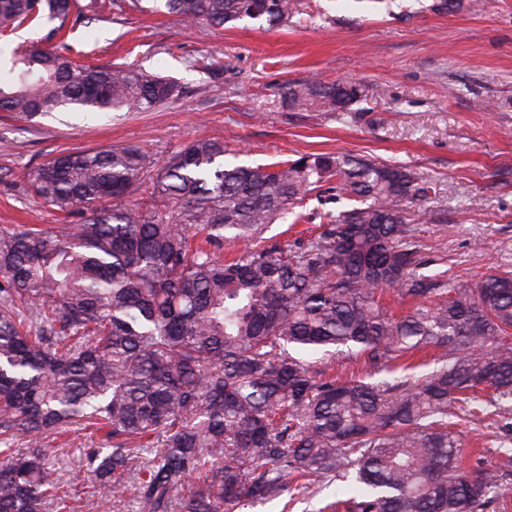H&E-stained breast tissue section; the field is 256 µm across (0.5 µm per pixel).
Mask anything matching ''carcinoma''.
Masks as SVG:
<instances>
[{
  "label": "carcinoma",
  "instance_id": "obj_1",
  "mask_svg": "<svg viewBox=\"0 0 512 512\" xmlns=\"http://www.w3.org/2000/svg\"><path fill=\"white\" fill-rule=\"evenodd\" d=\"M186 24H288L293 0H165ZM79 0H0V40ZM67 38L32 43L0 81V112H149L179 85L132 64H80ZM292 106L348 112L353 80L289 82ZM196 139L156 162L139 148L61 153L31 170L43 205L75 218L0 227V512H75L51 434L85 432L86 470L140 512H224L322 479L358 488L346 512H485L496 476L460 466L454 419L512 402V272L462 288L424 273L413 217L437 184L350 153L270 165ZM319 233L261 234L309 198ZM245 245L226 261L224 242ZM393 290L415 303L397 315ZM433 368L404 381L373 380ZM364 359L338 381L309 357Z\"/></svg>",
  "mask_w": 512,
  "mask_h": 512
}]
</instances>
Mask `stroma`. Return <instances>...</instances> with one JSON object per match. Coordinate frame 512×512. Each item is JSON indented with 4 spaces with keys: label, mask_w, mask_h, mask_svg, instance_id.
Returning <instances> with one entry per match:
<instances>
[{
    "label": "stroma",
    "mask_w": 512,
    "mask_h": 512,
    "mask_svg": "<svg viewBox=\"0 0 512 512\" xmlns=\"http://www.w3.org/2000/svg\"><path fill=\"white\" fill-rule=\"evenodd\" d=\"M298 0L287 26L246 19L187 26L163 12L100 7L68 37L82 61L128 62L169 77L179 97L149 112L72 107L19 120L0 112V227L59 224L25 172L63 151L136 146L162 159L202 137L223 139L244 164L305 153L349 152L407 166L438 183L419 217L420 251L457 286L512 270V0ZM311 77L353 79L366 98L349 112L290 106L283 87ZM466 469H492L500 495L487 512H512V432L495 415L459 419ZM70 436L53 460L99 512L106 490L80 465L97 447ZM323 480L250 512H331L353 497Z\"/></svg>",
    "instance_id": "obj_1"
}]
</instances>
